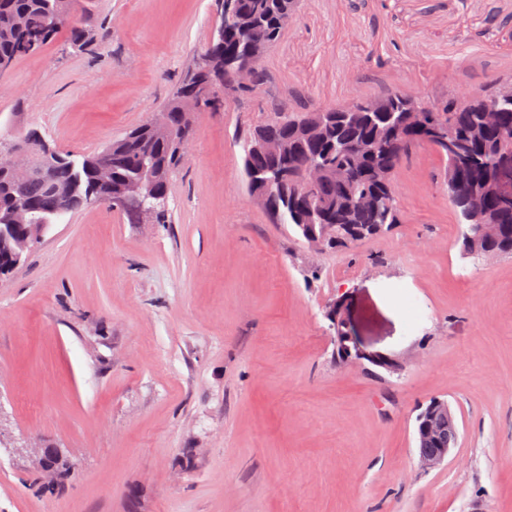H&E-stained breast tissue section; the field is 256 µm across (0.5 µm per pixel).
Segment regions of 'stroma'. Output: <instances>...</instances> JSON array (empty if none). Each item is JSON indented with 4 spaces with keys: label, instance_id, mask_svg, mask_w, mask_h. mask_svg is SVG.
<instances>
[{
    "label": "stroma",
    "instance_id": "stroma-1",
    "mask_svg": "<svg viewBox=\"0 0 512 512\" xmlns=\"http://www.w3.org/2000/svg\"><path fill=\"white\" fill-rule=\"evenodd\" d=\"M0 73V131L102 150L161 109L210 39L213 0H78ZM255 92L197 117L168 221L92 204L0 281V512H512V256L461 259L434 148L395 173L391 232L317 251L248 194L236 137L271 104L391 90L440 102L512 74V0H299ZM346 296L390 375L337 367ZM459 439L418 464L416 418ZM69 467L40 466L42 448ZM452 421V412L447 402L434 399L427 408L418 415L415 438L418 449V463L422 469L431 470L442 465L448 459L451 450L458 444L456 429L450 424L443 438L433 450L426 448V444L437 434L442 427V419Z\"/></svg>",
    "mask_w": 512,
    "mask_h": 512
}]
</instances>
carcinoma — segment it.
Wrapping results in <instances>:
<instances>
[{"mask_svg": "<svg viewBox=\"0 0 512 512\" xmlns=\"http://www.w3.org/2000/svg\"><path fill=\"white\" fill-rule=\"evenodd\" d=\"M222 0H215L218 17L209 45L197 57L164 106L144 124L130 130L98 153L77 156L58 153L45 177L0 173V229L6 225L19 235L29 234L32 247L51 224L82 207L102 203L122 209L134 185L145 194L169 198L173 174L183 165L179 143L194 135L195 119L223 103L224 78L248 62L255 65V84L266 75L265 54L280 40V20L294 8V0H237L236 12L226 16ZM75 0H0V61L14 64L54 41L62 19L71 14ZM375 111L352 113L337 106L333 112L317 108L294 109L280 103L268 117L238 138L243 176L249 194L265 193L264 180L288 166L303 170L309 163L327 168L346 166L345 175L327 179L299 194L287 184L272 186L265 202L278 224L290 226L306 239L314 231L324 234V248L340 249L350 243L349 233L360 230L364 239L376 237L371 229L388 232L401 221L399 200L377 207L356 203L378 185L374 173L397 170L410 151L424 143L423 129L405 126V95L390 91L372 97ZM444 112L434 120L458 139L462 152L482 160L472 164L438 152L444 163V185L457 223L463 226L460 255L478 265L487 253L512 256V202L490 191L496 161L512 131V100H500L498 122L485 123L478 102L443 101ZM484 203L494 220L496 234L483 238L480 225L467 223L469 204ZM20 245L12 238L0 241V276L12 272L6 252Z\"/></svg>", "mask_w": 512, "mask_h": 512, "instance_id": "1", "label": "carcinoma"}]
</instances>
